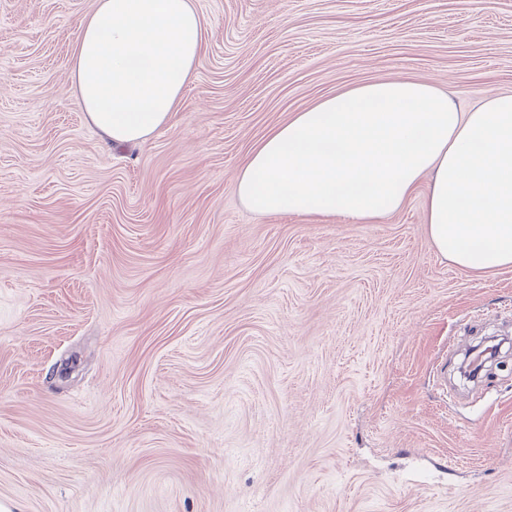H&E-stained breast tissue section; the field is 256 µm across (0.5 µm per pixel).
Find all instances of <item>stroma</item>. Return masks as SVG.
<instances>
[{
    "label": "stroma",
    "instance_id": "stroma-1",
    "mask_svg": "<svg viewBox=\"0 0 512 512\" xmlns=\"http://www.w3.org/2000/svg\"><path fill=\"white\" fill-rule=\"evenodd\" d=\"M170 121L114 146L70 77L95 0H0V503L13 512H512V269L258 216L252 148L336 91L512 93V0H194Z\"/></svg>",
    "mask_w": 512,
    "mask_h": 512
}]
</instances>
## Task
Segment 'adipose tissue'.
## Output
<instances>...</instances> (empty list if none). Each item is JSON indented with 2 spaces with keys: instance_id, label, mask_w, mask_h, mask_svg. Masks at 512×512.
<instances>
[{
  "instance_id": "obj_1",
  "label": "adipose tissue",
  "mask_w": 512,
  "mask_h": 512,
  "mask_svg": "<svg viewBox=\"0 0 512 512\" xmlns=\"http://www.w3.org/2000/svg\"><path fill=\"white\" fill-rule=\"evenodd\" d=\"M193 0H97L77 26L75 103L114 144L168 123L201 60ZM253 214L370 224L424 193L439 257L512 268V94L461 110L452 93L383 79L326 97L267 133L235 175Z\"/></svg>"
}]
</instances>
